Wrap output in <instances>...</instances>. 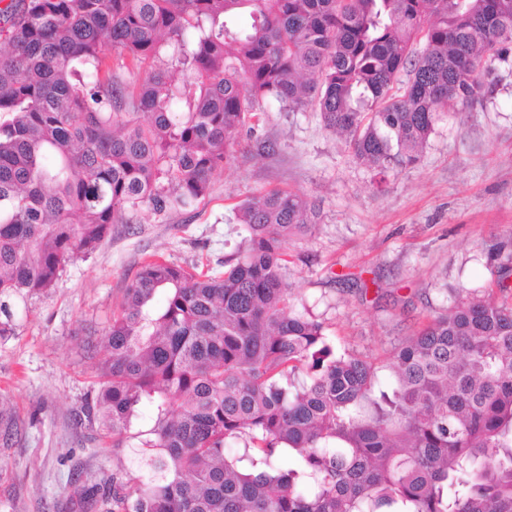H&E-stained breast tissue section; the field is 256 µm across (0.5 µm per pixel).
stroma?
<instances>
[{
    "label": "stroma",
    "mask_w": 512,
    "mask_h": 512,
    "mask_svg": "<svg viewBox=\"0 0 512 512\" xmlns=\"http://www.w3.org/2000/svg\"><path fill=\"white\" fill-rule=\"evenodd\" d=\"M495 89L466 111L448 107L419 162L379 178L314 110L266 106L256 156L241 135L232 159L193 207L141 209L115 225L91 256L67 265L56 288L12 305L13 333L0 338V408L15 421L0 444V512H69L74 481L145 473L148 418L113 449L98 422L75 413L97 388L91 348L141 262L157 255L186 266L233 252L241 236L231 210L280 188L320 210L316 226L288 243V281L324 323L334 352L376 363L456 301L492 296L512 264V57L495 62Z\"/></svg>",
    "instance_id": "35a3bbf8"
}]
</instances>
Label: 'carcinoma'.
Segmentation results:
<instances>
[{
	"label": "carcinoma",
	"mask_w": 512,
	"mask_h": 512,
	"mask_svg": "<svg viewBox=\"0 0 512 512\" xmlns=\"http://www.w3.org/2000/svg\"><path fill=\"white\" fill-rule=\"evenodd\" d=\"M511 50L512 0H0V336L12 299L51 292L128 213L203 199L264 105L314 107L384 175L419 160L445 106L487 98ZM235 217L246 236L222 273L141 263L78 412L121 448L151 409L160 477L76 483L71 505L512 512V308L444 309L382 388L286 282L315 207L272 189Z\"/></svg>",
	"instance_id": "cac0c4a2"
}]
</instances>
